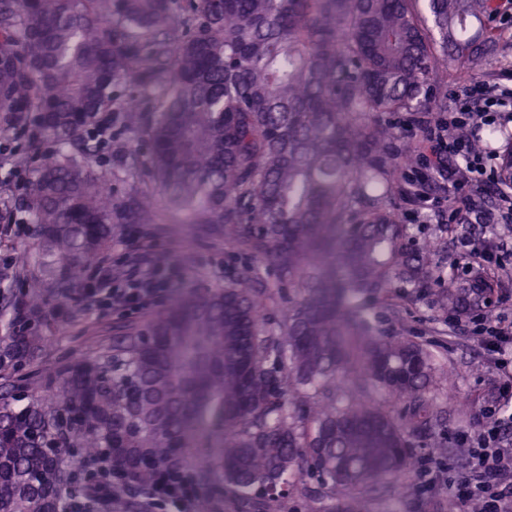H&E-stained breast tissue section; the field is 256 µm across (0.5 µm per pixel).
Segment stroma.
I'll return each instance as SVG.
<instances>
[{
	"label": "stroma",
	"mask_w": 512,
	"mask_h": 512,
	"mask_svg": "<svg viewBox=\"0 0 512 512\" xmlns=\"http://www.w3.org/2000/svg\"><path fill=\"white\" fill-rule=\"evenodd\" d=\"M385 121L405 140L421 146L423 164L401 169V180L427 182L432 176L437 179L428 189V205L434 210V217L424 218L419 203L403 197L396 198L393 207L417 238L435 236L437 215L448 212L445 187L452 161L420 126L405 129V115L390 114ZM57 150V143L48 138L31 144L26 131L0 135V152L28 158L24 182L12 188L15 201L24 199L26 180L33 178ZM135 179L154 194L158 220L153 224L113 225L108 264L113 278L120 281L140 261H148L159 269L162 287L155 300L143 307L87 309L74 300L58 306L46 331L52 360H67L112 343L120 327L142 322L198 287L224 289L246 281L258 288H276V300L268 305L265 319L271 326L282 320L290 302L298 297L295 289L277 288L275 271L254 255L229 244L218 225L183 223L148 165L138 168ZM358 304L373 317L379 336H404L426 344L435 354L446 380L431 389L427 397L442 412L437 435L448 450L447 457H431L422 434L411 432L409 439L415 446L412 471L404 474L402 482L392 481L358 493L359 512H448V482L465 462V440L484 430L486 411L498 403L505 378L488 352L474 340L471 318L449 320L446 334L434 333L438 311L432 294L400 309L373 295L360 297Z\"/></svg>",
	"instance_id": "1"
}]
</instances>
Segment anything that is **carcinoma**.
Returning a JSON list of instances; mask_svg holds the SVG:
<instances>
[{
	"label": "carcinoma",
	"mask_w": 512,
	"mask_h": 512,
	"mask_svg": "<svg viewBox=\"0 0 512 512\" xmlns=\"http://www.w3.org/2000/svg\"><path fill=\"white\" fill-rule=\"evenodd\" d=\"M499 0H0V134L26 129L59 152L23 206L0 198V222L31 216L38 252L13 260L20 288L0 289V512H118L154 506L165 473L191 470L210 512L224 486L260 512H284L308 463L354 512L349 494L412 465L409 430L440 412L425 392L440 377L425 345L377 336L355 300L440 278L436 245L412 243L390 200L417 147L386 112L448 111V69L512 58L490 26ZM140 87L133 108L113 93ZM120 114L148 139L146 162L189 224H222L233 245L302 293L283 320L269 295L235 286L191 291L113 346L46 375L41 326L114 224H154L153 196H112L96 122ZM498 176L478 189L501 198ZM497 280L481 266L436 294L464 317L488 307ZM400 400L396 417L360 396H336L352 370Z\"/></svg>",
	"instance_id": "cac0c4a2"
}]
</instances>
